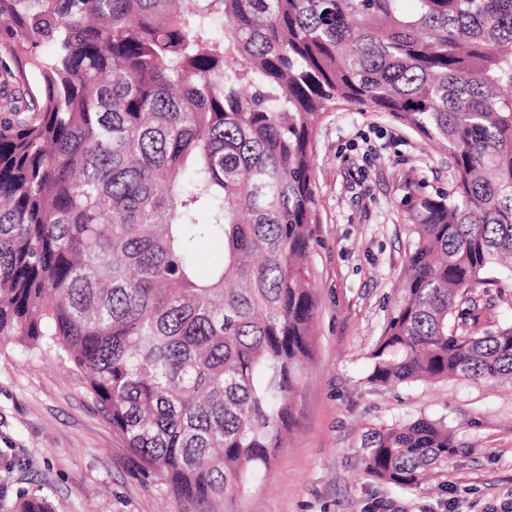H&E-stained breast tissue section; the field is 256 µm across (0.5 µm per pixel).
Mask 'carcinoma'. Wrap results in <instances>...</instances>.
Listing matches in <instances>:
<instances>
[{"mask_svg":"<svg viewBox=\"0 0 512 512\" xmlns=\"http://www.w3.org/2000/svg\"><path fill=\"white\" fill-rule=\"evenodd\" d=\"M404 2L0 0V338L65 355L137 468L201 507L284 446L318 309L313 153L340 105L452 158L449 191L403 201L369 382H512V327L453 321L512 273V0ZM457 452L418 418L365 465L417 487Z\"/></svg>","mask_w":512,"mask_h":512,"instance_id":"cac0c4a2","label":"carcinoma"}]
</instances>
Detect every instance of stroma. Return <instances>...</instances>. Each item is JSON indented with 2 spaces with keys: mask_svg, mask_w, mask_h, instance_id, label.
Here are the masks:
<instances>
[{
  "mask_svg": "<svg viewBox=\"0 0 512 512\" xmlns=\"http://www.w3.org/2000/svg\"><path fill=\"white\" fill-rule=\"evenodd\" d=\"M314 164L312 359L296 385L286 445L237 498V512H499L512 501V385L367 379L412 243L402 202L419 188L449 190L451 157L384 113L341 105L321 120ZM468 297L466 328L512 324V275ZM421 417L452 427L457 456L418 488L366 473L367 436ZM21 493L53 512H199L135 469L81 372L13 341L0 344V512H15Z\"/></svg>",
  "mask_w": 512,
  "mask_h": 512,
  "instance_id": "stroma-1",
  "label": "stroma"
}]
</instances>
